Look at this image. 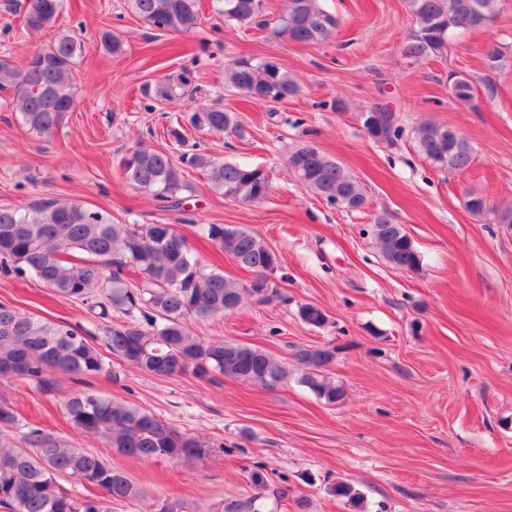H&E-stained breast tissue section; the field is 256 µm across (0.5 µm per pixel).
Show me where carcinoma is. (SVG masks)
<instances>
[{
  "instance_id": "obj_1",
  "label": "carcinoma",
  "mask_w": 512,
  "mask_h": 512,
  "mask_svg": "<svg viewBox=\"0 0 512 512\" xmlns=\"http://www.w3.org/2000/svg\"><path fill=\"white\" fill-rule=\"evenodd\" d=\"M499 0H407L416 29L400 47L410 63L437 57L450 37L488 26L498 15ZM224 22L237 27L268 24L264 0H219ZM143 22L167 33L194 29L200 20L198 0H128ZM62 0H27L25 25L41 31L54 26ZM338 26L325 0H287L274 18V37L295 44L330 40ZM101 46L114 58L124 53L123 39L106 30ZM81 42L70 34L21 64L0 56V91L13 93L16 111L28 132L41 137L59 129L75 106L73 68ZM224 83L254 101H280L298 95L299 81L287 70L264 61L236 59L224 66ZM157 100L192 98V77L181 70L146 89ZM192 128L208 133L238 135L241 126L233 112L215 105L197 107L188 117ZM400 126L382 124L366 132L377 142L393 145L402 138ZM417 151L441 170L462 172L474 161L466 139H448V126L423 122L414 130ZM298 181L330 204L351 211L365 207L359 182L335 158L318 149L298 148ZM205 172L210 187L226 198L252 203L271 189L264 168L248 162L217 161L200 152L176 158L164 150L136 146L120 160L121 178L133 189L180 207L187 190L185 167ZM473 215H494L498 224H512V210L496 211L487 201L467 196ZM206 238L238 261L254 278L241 284L202 265L186 238L172 224H116L105 213L78 200H46L26 209L0 207V272L30 274L61 299L78 301L106 321L104 346L125 362L150 375L173 376L192 371L206 377L215 372L227 379L273 386L288 370L265 350L247 343L205 340L188 320L227 312L232 302L257 304L283 298L272 275L281 268L280 256L258 234L239 224H209ZM370 236L394 268L415 273L422 260L403 225L385 211L372 214ZM139 274L146 287H130L124 271ZM124 316L113 318V313ZM300 320L321 329L329 321L319 305L299 306ZM338 348L331 344L299 345L293 358L300 383L328 404L344 400L343 388L328 376ZM107 371L99 347L63 321L53 322L0 304V380L29 379L44 385L52 373L97 376ZM65 414L82 436L105 448L140 459L191 463L206 453L199 437L180 432L156 415L126 402L79 391L65 402ZM19 425L15 410L0 402V428ZM26 447L0 441V509L6 512H112V504L140 496V490L109 459L41 429L24 436ZM71 478L95 486L100 493L77 500L63 486ZM255 494L227 498L213 512H264L263 492L269 480L261 471L250 475ZM330 494L355 504L360 493L337 482Z\"/></svg>"
}]
</instances>
